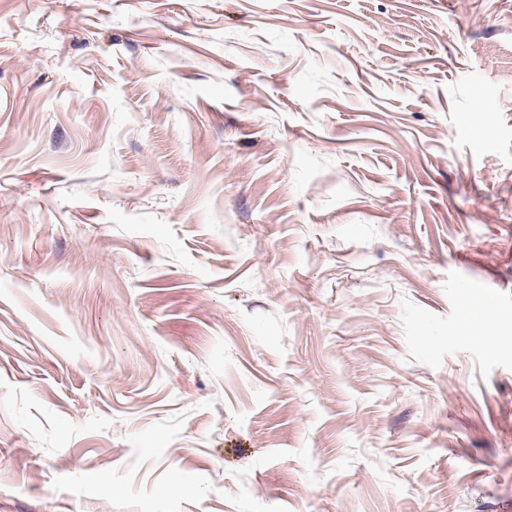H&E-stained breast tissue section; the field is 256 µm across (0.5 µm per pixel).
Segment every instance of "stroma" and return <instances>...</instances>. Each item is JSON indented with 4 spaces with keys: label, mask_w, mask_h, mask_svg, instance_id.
<instances>
[{
    "label": "stroma",
    "mask_w": 512,
    "mask_h": 512,
    "mask_svg": "<svg viewBox=\"0 0 512 512\" xmlns=\"http://www.w3.org/2000/svg\"><path fill=\"white\" fill-rule=\"evenodd\" d=\"M0 512H512V0H0Z\"/></svg>",
    "instance_id": "1"
}]
</instances>
